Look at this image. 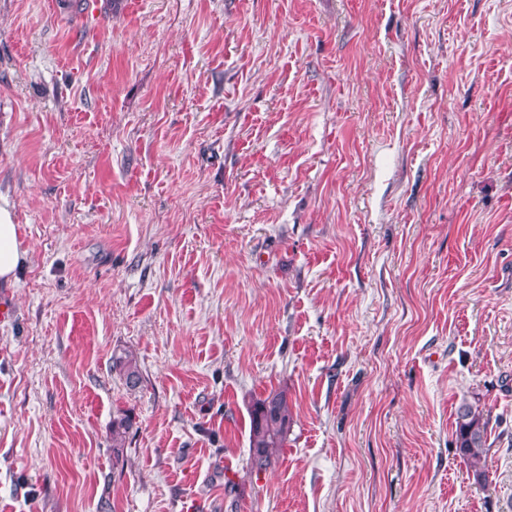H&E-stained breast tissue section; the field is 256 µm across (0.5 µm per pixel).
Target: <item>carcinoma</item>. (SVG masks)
Segmentation results:
<instances>
[{"label":"carcinoma","instance_id":"cac0c4a2","mask_svg":"<svg viewBox=\"0 0 512 512\" xmlns=\"http://www.w3.org/2000/svg\"><path fill=\"white\" fill-rule=\"evenodd\" d=\"M112 369L122 375L132 387L140 383L141 376L136 360L129 353L116 355ZM249 457L247 467L261 471L271 465L276 450L283 447L290 426L288 398L283 391H273L265 398L256 400L249 409ZM132 418L123 414L112 420V451L123 452L127 434L133 428ZM488 419L483 411L464 404L458 410L457 444L461 454L470 461L472 478L483 484L487 473L482 465L486 448Z\"/></svg>","mask_w":512,"mask_h":512}]
</instances>
